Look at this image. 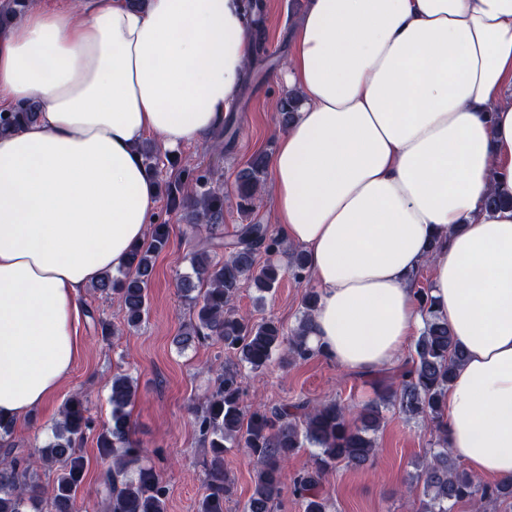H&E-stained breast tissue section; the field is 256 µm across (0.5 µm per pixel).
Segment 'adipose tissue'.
<instances>
[{
	"label": "adipose tissue",
	"instance_id": "adipose-tissue-1",
	"mask_svg": "<svg viewBox=\"0 0 512 512\" xmlns=\"http://www.w3.org/2000/svg\"><path fill=\"white\" fill-rule=\"evenodd\" d=\"M254 57L244 0H54L0 30V418L34 414L79 349L81 293L155 221L140 144L224 124ZM296 118L269 163L280 237L319 293L307 344L394 366L424 323L466 352L448 447L512 477V0H307L282 76ZM37 114V107L28 105L10 112H0V131L7 132L19 127L22 123L32 121Z\"/></svg>",
	"mask_w": 512,
	"mask_h": 512
}]
</instances>
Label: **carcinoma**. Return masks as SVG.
Here are the masks:
<instances>
[{"mask_svg": "<svg viewBox=\"0 0 512 512\" xmlns=\"http://www.w3.org/2000/svg\"><path fill=\"white\" fill-rule=\"evenodd\" d=\"M29 0H4L0 5V24L22 14ZM298 100H281L279 112L287 125L296 117ZM37 107L28 105L0 112V131L7 132L36 117ZM176 169L165 181L169 205L186 212L193 227L205 226L216 238L224 224V195L211 187L212 173L201 171L189 161L166 157ZM266 159L252 156L236 178L238 207L241 213L253 210L257 194L263 188ZM485 208L490 212L511 210L512 197L489 194ZM169 225L155 224L149 240L133 249L126 265L114 274L104 273L93 289L115 299L124 312L129 328L141 326L148 314V282L155 256L168 244ZM284 251L283 241L266 224H241L229 244L224 260L215 261L209 250L201 248L189 257L192 273L181 277L180 290L190 310L178 343L217 339L224 344L230 363L218 373L215 388L205 406L196 413V428L204 446L210 448L206 469L205 493L198 512H224V502L232 494L234 480L224 468L226 448L242 447L255 460L254 490L243 512H273L285 488L299 500L303 512H327L328 499L324 479L329 470L343 463L359 468L374 461L377 445L369 433L383 421V409L389 405L408 419H423L438 434L439 448L429 451L423 465L427 500L421 512H451L461 501H472L483 512L485 505L512 498V478L496 483L483 482L461 468L448 454L445 411L448 384L465 360L464 349L448 330L447 322L433 311L429 290L417 289L420 307L426 313L425 325L416 339L410 360L393 369L391 376L375 374V397L351 410L337 399L312 402L299 399L292 403L243 406L244 377L238 364L254 372L264 370L273 354L287 345V359L307 360L317 351L307 345L308 323L318 301L315 289L303 296V315L291 336L275 319L253 322L233 308L234 299L247 284L268 293L279 283L282 267L271 261L259 264V256ZM288 275L296 282L307 280L303 252H291ZM390 382H385V378ZM135 396L132 380L115 373L109 394L111 420L97 433L99 457L105 465L102 474L103 512H165L168 488L150 467L143 465V449L130 440V414L127 407ZM86 400L76 393L62 406L52 439L27 460L0 459V512H29L46 501L47 512H79L75 508L84 480L81 443L91 429L85 416ZM318 449L312 465L288 473V461L301 448ZM54 473L52 484L44 487L33 479L36 468Z\"/></svg>", "mask_w": 512, "mask_h": 512, "instance_id": "obj_1", "label": "carcinoma"}]
</instances>
